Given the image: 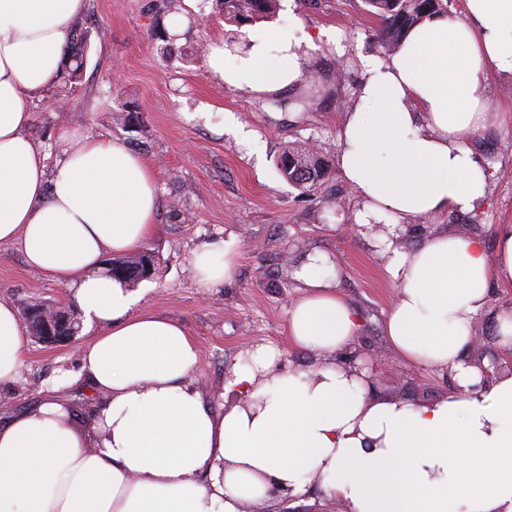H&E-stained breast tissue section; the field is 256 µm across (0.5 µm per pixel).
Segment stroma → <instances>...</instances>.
Returning <instances> with one entry per match:
<instances>
[{"instance_id": "1", "label": "stroma", "mask_w": 512, "mask_h": 512, "mask_svg": "<svg viewBox=\"0 0 512 512\" xmlns=\"http://www.w3.org/2000/svg\"><path fill=\"white\" fill-rule=\"evenodd\" d=\"M182 15V34H168L167 20ZM302 17L309 35L333 27L344 53L321 46L307 84L284 97L308 94L304 112H284L266 98L228 87L206 64L209 44L238 37L226 24L219 0H89L81 20L90 30L82 80H57L33 106L27 134L36 143L55 142L61 127L118 138L152 166L159 186V230L143 246L154 259L140 307L180 322L196 340L203 395L221 392L242 352L263 343L282 347L286 368H312L319 358L290 350L288 309L301 294L299 273L320 258L337 275L341 293L363 316L356 355L368 366L386 364L379 393L422 401L450 389L449 375L405 364L389 348L383 323L396 290L385 271L379 232L355 228L360 201L337 164L336 132L355 98L360 58L380 54V28L362 0H294L274 21ZM491 115L472 140L489 164L487 204L472 214L436 216L439 224L492 242L491 227L512 221V80L490 75ZM135 111L136 130L122 114ZM315 145L329 165L319 187L304 193L283 179L276 161L286 146ZM235 239L234 281L201 295L191 259L204 243ZM0 296L17 308L55 303L70 307L62 286L30 270L18 245H0ZM81 330L73 343L28 340L22 384L0 391V412L36 404L59 369L76 361Z\"/></svg>"}]
</instances>
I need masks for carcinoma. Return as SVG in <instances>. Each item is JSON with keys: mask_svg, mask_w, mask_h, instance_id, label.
<instances>
[{"mask_svg": "<svg viewBox=\"0 0 512 512\" xmlns=\"http://www.w3.org/2000/svg\"><path fill=\"white\" fill-rule=\"evenodd\" d=\"M224 11V22L240 25L260 19H272L279 10V0H220ZM366 11L378 17L382 26L377 34V42L385 52L396 49L404 32L422 20L446 11L447 0H363ZM84 60H69L63 57L60 75L65 81L75 84L83 73ZM300 148L287 147L279 160L282 176L298 186L303 192L311 193L317 183L311 173L286 164L291 158L301 156Z\"/></svg>", "mask_w": 512, "mask_h": 512, "instance_id": "carcinoma-1", "label": "carcinoma"}]
</instances>
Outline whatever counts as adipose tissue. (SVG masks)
<instances>
[{"label":"adipose tissue","mask_w":512,"mask_h":512,"mask_svg":"<svg viewBox=\"0 0 512 512\" xmlns=\"http://www.w3.org/2000/svg\"><path fill=\"white\" fill-rule=\"evenodd\" d=\"M88 0H0V244L67 289L99 333L55 388L87 384L100 404L79 428L50 396L0 414V512H270L272 485H317L346 512H512V372L487 376L471 348L479 321L512 349V223L482 237L435 228L417 246H389L397 298L385 320L391 350L449 374L452 390L409 402L377 395L371 374L344 366L361 313L311 269L288 310L292 349L313 369H283L272 344L247 350L214 403L196 388L199 350L180 323L144 311L142 290L112 278L105 256L137 252L155 233L158 191L120 139L62 129L49 163L26 134L31 108L57 80L73 21ZM302 20L216 40L207 66L255 98L307 76L317 43ZM233 54L234 68L224 57ZM512 79V0H465L462 15L412 27L390 55L361 59L356 99L337 133L338 163L357 190L359 225L472 213L486 202L488 165L471 147L490 112V74ZM238 250L195 252L201 294L234 280ZM28 328L0 298V387L21 382Z\"/></svg>","instance_id":"obj_1"}]
</instances>
